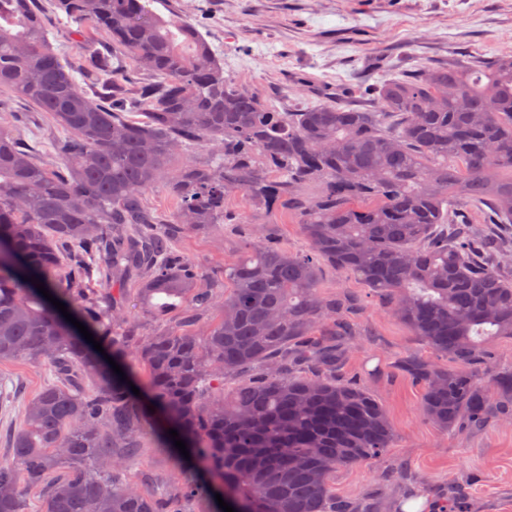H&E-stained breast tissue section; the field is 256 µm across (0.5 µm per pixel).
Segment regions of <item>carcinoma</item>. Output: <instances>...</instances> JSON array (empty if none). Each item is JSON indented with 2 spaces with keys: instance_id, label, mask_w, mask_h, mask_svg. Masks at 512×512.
I'll return each instance as SVG.
<instances>
[{
  "instance_id": "1",
  "label": "carcinoma",
  "mask_w": 512,
  "mask_h": 512,
  "mask_svg": "<svg viewBox=\"0 0 512 512\" xmlns=\"http://www.w3.org/2000/svg\"><path fill=\"white\" fill-rule=\"evenodd\" d=\"M154 2L0 0V92L50 117L66 168L0 129V363L56 377L27 399L0 459V512H28L31 487L42 512H223L217 493L236 512H354L332 474L378 457L395 432L363 384L328 375L352 326L350 303L319 290L321 262L362 280L448 359L399 362L438 427L511 420L512 368L478 365L487 340L512 339V55L460 53L385 80L374 111L280 112L227 80L203 35ZM60 15L86 50L83 86L49 38ZM197 145L205 162L174 164ZM310 182L321 185L313 199L300 193ZM160 183L176 200L167 219L145 201ZM240 192L259 216L288 206L309 250L288 251L246 218V255L212 281L172 249L171 232L227 223ZM483 205L481 230L463 208ZM96 273L142 274V313L177 308L179 322L142 334L122 289L90 287ZM203 316L206 330L192 331ZM243 367L252 379L224 393ZM170 428L190 454L171 457L180 477L132 481L143 438L168 451ZM445 509L467 512L459 488Z\"/></svg>"
}]
</instances>
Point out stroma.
Returning <instances> with one entry per match:
<instances>
[{
  "label": "stroma",
  "instance_id": "stroma-1",
  "mask_svg": "<svg viewBox=\"0 0 512 512\" xmlns=\"http://www.w3.org/2000/svg\"><path fill=\"white\" fill-rule=\"evenodd\" d=\"M154 8L192 24L223 59L225 76L278 109L331 101L373 110L370 87L382 72L406 74L452 50L485 58L512 54V0H156ZM13 107L26 123V143L59 164L46 114L18 98ZM176 249L220 279L225 264L244 252L243 228L192 230ZM318 286L355 305L337 379L362 382L395 431L392 447L376 459L337 469L331 479L337 498L370 512H403L408 501L431 500L456 485L473 512H512V423L493 418L460 433L441 430L422 413L420 386L398 369L402 359L431 358L424 342L358 278L323 263ZM52 379L23 360L0 364V381L13 395L0 404V458L24 401Z\"/></svg>",
  "mask_w": 512,
  "mask_h": 512
}]
</instances>
